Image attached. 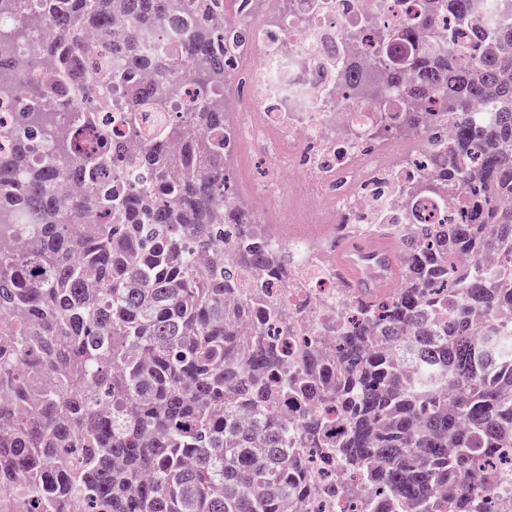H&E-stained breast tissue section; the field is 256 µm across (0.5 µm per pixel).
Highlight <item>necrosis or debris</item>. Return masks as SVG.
<instances>
[{"label":"necrosis or debris","instance_id":"obj_1","mask_svg":"<svg viewBox=\"0 0 512 512\" xmlns=\"http://www.w3.org/2000/svg\"><path fill=\"white\" fill-rule=\"evenodd\" d=\"M247 38L228 46L245 93L233 113L235 149L247 160L263 159L268 176L253 186L274 204L297 233L268 230L275 247L299 249L302 287L287 291L288 304H303L310 332L328 335L343 318L336 291V238L356 216L379 226L404 223L399 189L401 159L409 146L396 138L367 136L373 108L337 85L343 43L364 44L359 13L395 27L406 18L394 0H335L333 10L310 12V0L285 14L283 0H235ZM349 129L340 140L336 131Z\"/></svg>","mask_w":512,"mask_h":512}]
</instances>
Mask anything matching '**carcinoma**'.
Segmentation results:
<instances>
[{"label": "carcinoma", "instance_id": "carcinoma-1", "mask_svg": "<svg viewBox=\"0 0 512 512\" xmlns=\"http://www.w3.org/2000/svg\"><path fill=\"white\" fill-rule=\"evenodd\" d=\"M29 0H0V95L32 103L0 148V500L3 512H303L344 495L363 512H487L512 453V23L474 25L482 0H425L400 28L366 18L336 80L378 106L368 134L419 142L439 224H394L398 288L365 300L336 279L347 316L331 349L269 283L298 287L297 256L268 246L235 184L215 25L224 0H37L54 37L25 84L9 57ZM151 29L167 50L143 46ZM412 94L434 108L393 97ZM141 142L56 127L44 100L108 106ZM200 93L173 116L183 84ZM53 141V162L34 139ZM299 342L288 369L285 337ZM362 481L311 483L306 450Z\"/></svg>", "mask_w": 512, "mask_h": 512}]
</instances>
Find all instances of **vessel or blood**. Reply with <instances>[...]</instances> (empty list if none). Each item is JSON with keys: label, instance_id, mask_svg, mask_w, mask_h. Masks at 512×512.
<instances>
[{"label": "vessel or blood", "instance_id": "b4317fda", "mask_svg": "<svg viewBox=\"0 0 512 512\" xmlns=\"http://www.w3.org/2000/svg\"><path fill=\"white\" fill-rule=\"evenodd\" d=\"M402 245L387 234L348 237L336 249V271L359 296L397 288L404 267Z\"/></svg>", "mask_w": 512, "mask_h": 512}]
</instances>
